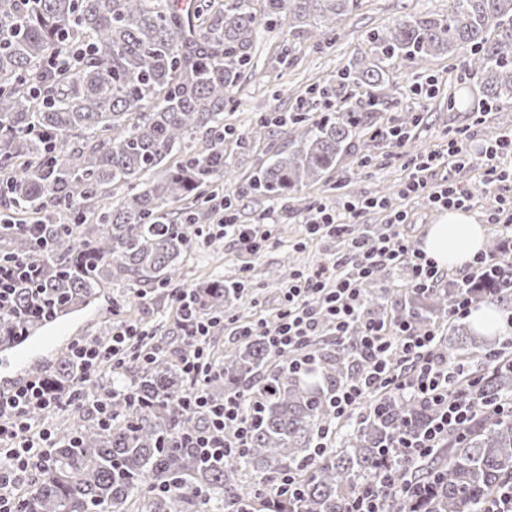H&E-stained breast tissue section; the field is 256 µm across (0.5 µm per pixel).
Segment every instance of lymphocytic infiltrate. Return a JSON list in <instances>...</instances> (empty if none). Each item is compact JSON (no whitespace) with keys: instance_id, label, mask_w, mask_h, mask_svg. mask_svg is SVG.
Here are the masks:
<instances>
[{"instance_id":"f902f5d3","label":"lymphocytic infiltrate","mask_w":512,"mask_h":512,"mask_svg":"<svg viewBox=\"0 0 512 512\" xmlns=\"http://www.w3.org/2000/svg\"><path fill=\"white\" fill-rule=\"evenodd\" d=\"M511 156L512 130L478 148L467 139H452L447 159L430 154L413 160V170L400 194L423 201L431 209L469 208L474 194L467 184L448 176L434 185L429 175L445 162L454 169L466 163L481 165L482 182L493 198L488 220L512 239V196L499 191L500 184L512 178V172L504 167ZM372 211L384 217L382 231L374 234L360 224L361 218ZM282 214V208L275 207L265 211L256 223L240 224L228 213L218 229L207 230L201 238L207 244L223 237L232 239L241 251L255 257L270 239L269 225L279 223ZM409 226L408 211L390 208L383 198L350 201L340 212L324 205L317 207L306 219L310 237H340L345 239L347 248L299 274L284 292L277 322L272 326L261 317L242 323L227 316H199L192 306L190 289L173 292L176 325L183 339L194 347L192 355L180 363L186 380L180 406L183 414L195 421L194 426L180 431L182 446L194 449L200 458L224 460L237 457L249 444L258 394L236 390L216 398L208 391L219 370L209 351L215 332L227 331L238 341H261L282 357L289 369L300 373L317 369L319 357L314 343L328 337L335 345H351L353 352L366 361L367 369L363 375L327 390L334 421L320 435L321 448L330 447L336 424L354 412H377L374 398L381 392L416 396L439 409L428 429L399 439L398 465L360 487L348 508V512H385L386 497L406 485L411 464L440 447L449 429L474 422L479 412L475 397L479 373L469 371L462 363L448 368L435 354V330L419 329L407 319L390 322L365 313L363 285L374 279L379 270H403L410 288L429 289L444 280L441 268L411 238ZM144 334L141 324L123 322L113 326L111 336L71 344L70 358L79 365L80 372L66 390L51 389L45 379L33 377L0 391V512H16L11 486L40 469L55 446L52 430L33 425L32 414L52 413L83 402L103 420H111L112 392L93 397L88 388L96 382L104 360H111L114 370L123 369L135 340Z\"/></svg>"}]
</instances>
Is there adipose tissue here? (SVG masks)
<instances>
[{
  "label": "adipose tissue",
  "mask_w": 512,
  "mask_h": 512,
  "mask_svg": "<svg viewBox=\"0 0 512 512\" xmlns=\"http://www.w3.org/2000/svg\"><path fill=\"white\" fill-rule=\"evenodd\" d=\"M484 229L470 214L449 210L442 222L431 225L423 248L442 268L467 265L481 251Z\"/></svg>",
  "instance_id": "1"
}]
</instances>
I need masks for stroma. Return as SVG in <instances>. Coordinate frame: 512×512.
I'll return each mask as SVG.
<instances>
[{
  "instance_id": "1",
  "label": "stroma",
  "mask_w": 512,
  "mask_h": 512,
  "mask_svg": "<svg viewBox=\"0 0 512 512\" xmlns=\"http://www.w3.org/2000/svg\"><path fill=\"white\" fill-rule=\"evenodd\" d=\"M447 12L448 0H363L358 12L341 21L335 41L319 50L307 49L305 39L299 38L296 29L286 22L262 32L254 52V68L243 77L233 102L224 111V120L245 131L258 116L287 115L302 101L311 116L330 112L331 100L308 93L307 88L318 81L335 84L337 72L361 55L367 32L407 15ZM285 50L290 53L289 63L282 66L278 57ZM463 67V62L444 55L428 61L415 59L391 71L384 93L393 104L384 112L383 122L393 125L408 114L418 115L420 123L412 139L403 147L391 149L376 133L360 136L336 170L325 180L303 188L281 223L270 225L271 238L259 256L241 253L227 238L213 246H197L182 271L180 287L189 288L215 276L227 281L242 278L247 288L240 300L232 302L230 313L248 318L274 313L299 272L344 247L333 237L310 239L304 221L311 209L320 205L340 211L346 202L355 199L387 197L393 207L410 211L416 238L424 240L429 227L439 223L443 214L399 196L398 190L411 172L412 159L431 152L446 154L448 142L454 137L482 144L493 128L512 126V111L484 110L482 86L477 77H460ZM422 86L432 87V95L419 94ZM285 145L283 139L264 138L252 152L233 155L232 189L238 223H255L268 208V200L251 193L248 182L258 160L272 156ZM122 321L148 325L164 340H172L168 293L149 286L102 289L88 308L58 321L51 338L34 358L45 369H52L58 347L77 339L104 336L113 324Z\"/></svg>"
}]
</instances>
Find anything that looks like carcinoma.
I'll use <instances>...</instances> for the list:
<instances>
[{"mask_svg":"<svg viewBox=\"0 0 512 512\" xmlns=\"http://www.w3.org/2000/svg\"><path fill=\"white\" fill-rule=\"evenodd\" d=\"M0 0V210L14 223L0 228V256L44 268L39 285L20 284L16 302L35 290L55 298V316L88 304L119 283L178 287L179 264L198 239L204 205L229 179L224 143L242 152L262 137L286 139L288 149L256 168L253 193L284 205L326 178L356 138L377 128L386 101L380 91L390 69L416 58L470 52L469 66L488 98L512 105V0H452L446 16H406L368 37V48L338 75L367 90L363 101L341 100L336 111L313 121L291 114L270 129L259 116L247 135L224 124L264 29L283 19L309 26L318 48L336 38L341 20L362 0ZM81 48L83 62L46 75L51 55ZM158 174L145 189L144 176ZM180 203L177 213L164 205ZM493 237L499 256L493 274L468 289L476 303L512 310V254ZM195 306L224 314L225 298L242 293L237 282L212 278L193 287ZM460 289L414 288L393 315L431 328L448 314ZM157 360L129 359L116 377L131 397L112 398V426L91 412L56 426L50 461L29 476L19 512H129L135 497L149 512H194L200 489L224 500V512H260L264 489L289 471L299 472L297 496L283 497L277 512H346L361 485L379 478L386 453L403 434L426 427L433 408L417 400L384 398L337 434L336 447L315 458L320 428L330 419L325 390L313 378L290 372L263 343L241 341L214 353L229 389L262 392L250 447L226 461H205L179 446L183 427L180 359L192 347L154 338ZM498 363L478 389L483 405L512 398V357L507 340L486 346L476 331L452 325L436 352L455 361ZM350 346L321 353L320 378L333 383L362 370ZM62 388L76 376L68 350L42 373ZM429 483L421 498L404 497L388 512H473L499 486L512 482V418L485 412L448 440L416 470L412 484ZM176 485L160 495L154 489Z\"/></svg>","mask_w":512,"mask_h":512,"instance_id":"1","label":"carcinoma"}]
</instances>
